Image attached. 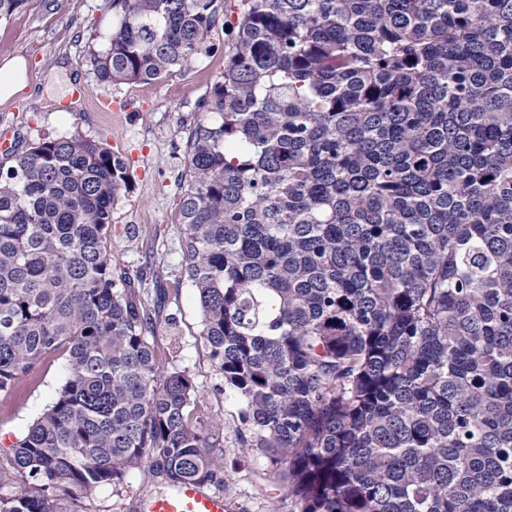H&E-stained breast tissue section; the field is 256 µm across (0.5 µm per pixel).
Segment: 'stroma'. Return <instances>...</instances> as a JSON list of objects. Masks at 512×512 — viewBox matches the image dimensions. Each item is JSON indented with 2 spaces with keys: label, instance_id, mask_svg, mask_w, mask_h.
Returning <instances> with one entry per match:
<instances>
[{
  "label": "stroma",
  "instance_id": "stroma-1",
  "mask_svg": "<svg viewBox=\"0 0 512 512\" xmlns=\"http://www.w3.org/2000/svg\"><path fill=\"white\" fill-rule=\"evenodd\" d=\"M111 3L25 0L0 22V61L20 56L29 68L27 88L0 104V136L12 133L21 153L43 139L80 135L126 158L128 187L112 208V265L142 273L140 288L155 325L157 356L193 377L197 415L222 426L223 444L216 451L221 465L209 488L233 499L239 512H291L288 490L267 459L238 445L235 406L226 399L224 381L200 337L194 290L181 277L186 264L180 222L185 141L195 123L210 118L199 102L224 70V39L210 40L185 75L147 84L103 83L94 74L90 53L106 46ZM78 84L86 86L85 97H73ZM106 96L121 99V111H97L98 99ZM64 382L65 359L58 356L0 395V458ZM161 490L148 471L133 469L120 484L99 487L76 501L64 499L62 507L64 512H138L140 499Z\"/></svg>",
  "mask_w": 512,
  "mask_h": 512
}]
</instances>
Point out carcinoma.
<instances>
[{
  "label": "carcinoma",
  "instance_id": "cac0c4a2",
  "mask_svg": "<svg viewBox=\"0 0 512 512\" xmlns=\"http://www.w3.org/2000/svg\"><path fill=\"white\" fill-rule=\"evenodd\" d=\"M112 0L102 82L231 36L186 140L200 336L292 512H512V0ZM127 162L72 136L0 174V392L66 356L0 512L134 468L206 485L220 425L112 269Z\"/></svg>",
  "mask_w": 512,
  "mask_h": 512
}]
</instances>
